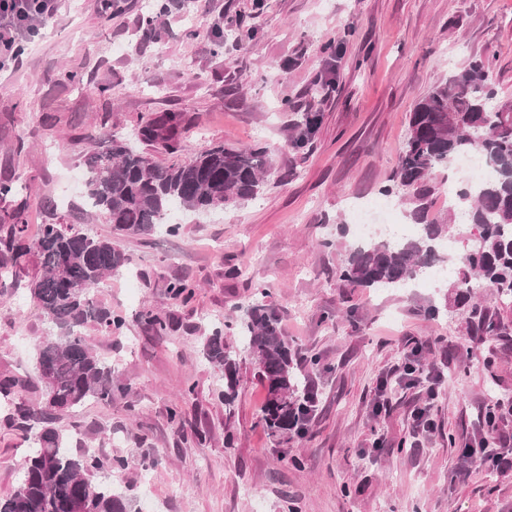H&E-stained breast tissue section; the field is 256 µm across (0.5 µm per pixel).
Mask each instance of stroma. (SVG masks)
<instances>
[{
    "mask_svg": "<svg viewBox=\"0 0 512 512\" xmlns=\"http://www.w3.org/2000/svg\"><path fill=\"white\" fill-rule=\"evenodd\" d=\"M151 0H60L15 64L0 69V180L26 184L30 233L65 218L106 236L110 227L74 186L88 148L90 120L131 133L140 117L187 113L184 148L159 155L187 160L216 143L263 147L271 157L261 196L206 214L172 211L175 235L124 239L127 269L97 300L123 316L121 335L85 334L112 362L126 389L57 421L103 462L122 458L114 482L138 508L156 512H512V470L462 463L460 448L486 436L480 415L500 403L512 429V309L500 307L503 336L466 330V307H446L445 282L419 288L362 289L336 270L354 245V204L379 196L395 170L415 100L475 56H493L498 99L512 101V0H173L159 44L140 45ZM256 30L236 46L238 19ZM226 32L216 52L213 32ZM77 73L73 83L61 80ZM107 93H99V85ZM304 112L322 117L309 144L290 137ZM332 247H322V240ZM241 268L235 278L229 267ZM195 284L186 303L170 282ZM267 287L283 332L302 354L321 359L308 376L320 403L308 433L287 443L257 424L265 391L250 359L240 364L235 414L218 397L223 382L202 356L214 326L240 317ZM172 316L160 336L137 316L143 306ZM439 307V318L427 315ZM46 324L26 291L0 288V377L23 384L35 402L34 339ZM444 374L435 399L426 384L396 388L375 411L381 379L414 346ZM432 401L435 428L410 445V413ZM180 402L183 428L168 418ZM205 430L198 441L195 429ZM233 434V447L224 437ZM387 444L374 450L378 436ZM25 433L0 418V496L8 495L28 453ZM468 466V478L457 470Z\"/></svg>",
    "mask_w": 512,
    "mask_h": 512,
    "instance_id": "stroma-1",
    "label": "stroma"
}]
</instances>
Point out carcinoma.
I'll use <instances>...</instances> for the list:
<instances>
[{"label":"carcinoma","mask_w":512,"mask_h":512,"mask_svg":"<svg viewBox=\"0 0 512 512\" xmlns=\"http://www.w3.org/2000/svg\"><path fill=\"white\" fill-rule=\"evenodd\" d=\"M169 11L165 0L149 6L139 25L141 43L158 40ZM496 97L492 62L475 58L416 100L393 185L384 196L408 206L407 217L417 232L357 246L340 267V278L355 288H401L436 269L444 244L453 238L455 221L469 224L472 237L449 257L453 267L448 271V296L469 306L467 331L482 336L502 334L504 323L478 299L475 289L492 288L504 305L512 304V179L500 173L512 165V101L511 109L502 112L492 106ZM319 122L318 114L302 113L292 147L308 142ZM188 123L183 112L141 118L136 139L144 150L115 135L104 122L89 125L82 135L91 145L84 159L87 201L112 226L113 235L144 239L160 228L175 206L207 213L261 195L270 169L262 148L221 143L182 163L156 161V152L179 150ZM464 155L482 157L492 176L459 191L446 219L427 220L435 193L433 175ZM24 212L21 201L10 223L0 224V277L11 279L10 287L29 292L49 331L35 345L39 402L16 401L20 381L0 379L4 419L26 431L31 445L11 493L0 497V512H130L132 499L114 489L100 458L72 451V436L54 426L62 412L90 401L110 406L115 395L125 393L114 383L112 363L95 352L84 330L92 324L109 336L122 333L125 319L98 302L94 290L124 269L130 257L112 239L63 221L40 225L31 238ZM195 288L177 280L169 284L168 294L186 302ZM267 295V289H261L247 307L240 346L226 343L216 328L202 351L224 380L221 397L230 411L240 387L238 357L242 352L249 356L267 391L260 424L269 436L287 440L308 429L319 400L299 372L298 349L282 333L277 313L265 303ZM139 319L160 335L171 328L169 318L150 308L143 309Z\"/></svg>","instance_id":"carcinoma-1"}]
</instances>
